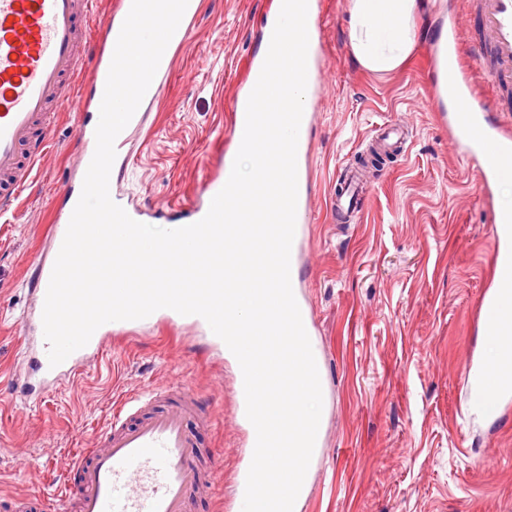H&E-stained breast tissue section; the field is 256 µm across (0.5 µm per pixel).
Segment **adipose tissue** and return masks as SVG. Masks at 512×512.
<instances>
[{
    "instance_id": "obj_1",
    "label": "adipose tissue",
    "mask_w": 512,
    "mask_h": 512,
    "mask_svg": "<svg viewBox=\"0 0 512 512\" xmlns=\"http://www.w3.org/2000/svg\"><path fill=\"white\" fill-rule=\"evenodd\" d=\"M418 10V0H350L349 41L356 61L372 72L396 70L416 42ZM508 345H512V305L503 311L497 335L486 341L479 357L488 376L512 390V363L502 360Z\"/></svg>"
}]
</instances>
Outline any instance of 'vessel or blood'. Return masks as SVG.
<instances>
[{
  "label": "vessel or blood",
  "instance_id": "b4317fda",
  "mask_svg": "<svg viewBox=\"0 0 512 512\" xmlns=\"http://www.w3.org/2000/svg\"><path fill=\"white\" fill-rule=\"evenodd\" d=\"M132 0H116L113 14L102 25L87 29L97 0H0V212L14 208L34 167L49 144V107L82 104L85 117L77 127L86 145L80 171L93 158L95 130L115 45ZM478 28L476 57L491 80L494 95L486 99L475 90L467 70L457 81L456 112L444 115L448 136L459 153L475 165L484 197L512 178V0H473ZM90 73L89 95L75 94V72ZM312 113H304L297 148L298 198L296 230L291 249V283L302 276L305 223L311 212L307 187ZM357 175L336 186V211L360 214L355 194ZM82 181L63 185L66 200L47 235L61 247ZM494 260L501 269L500 288L512 295V211H497L493 219ZM203 325L197 315L160 309L147 318L109 322L100 326L86 346L63 363L50 366L47 349L35 362L42 382L57 383L98 357L113 337L128 336L157 323ZM471 401L485 418L503 412V395L486 381H473ZM213 407L189 385L156 390L133 406L113 413L91 447L71 455L73 477L62 503L63 512H194L199 495L215 484L217 468H204L198 438L209 427Z\"/></svg>",
  "mask_w": 512,
  "mask_h": 512
}]
</instances>
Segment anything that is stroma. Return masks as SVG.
Returning <instances> with one entry per match:
<instances>
[{
	"mask_svg": "<svg viewBox=\"0 0 512 512\" xmlns=\"http://www.w3.org/2000/svg\"><path fill=\"white\" fill-rule=\"evenodd\" d=\"M274 0H201L156 99L142 109L112 176L137 208L185 212L203 199L214 166L231 154L235 100L256 62ZM467 0H423L409 60L364 69L349 44V0H320L323 84L314 110V179L301 294L325 363L324 443L301 512H512V397L484 421L469 406L466 366L484 342L476 311L494 277L492 212L474 169L456 150L432 80L448 12ZM408 140L364 187L366 209L343 221L331 208L340 170L367 155L375 131ZM77 114L58 112L40 170L0 221V498L60 497L67 462L91 447L115 403L185 382L214 401L203 449L222 472L197 512H225L243 465L235 368L198 328L159 327L107 345L76 380L27 393L24 323L38 313L27 283L51 243L45 226L61 185L78 177ZM38 347V339L28 341Z\"/></svg>",
	"mask_w": 512,
	"mask_h": 512,
	"instance_id": "obj_1",
	"label": "stroma"
}]
</instances>
